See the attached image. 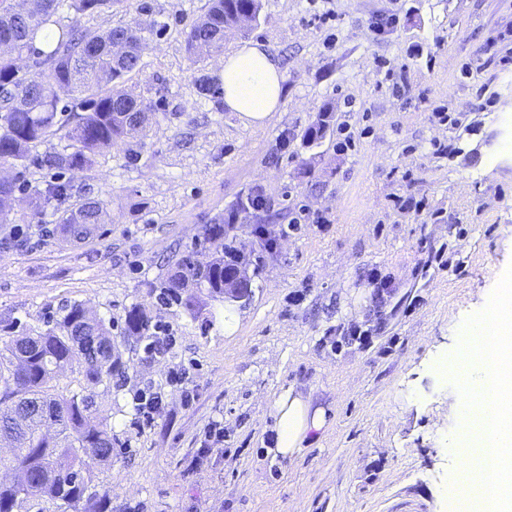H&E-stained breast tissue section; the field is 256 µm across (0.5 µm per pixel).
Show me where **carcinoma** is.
Segmentation results:
<instances>
[{"label": "carcinoma", "mask_w": 512, "mask_h": 512, "mask_svg": "<svg viewBox=\"0 0 512 512\" xmlns=\"http://www.w3.org/2000/svg\"><path fill=\"white\" fill-rule=\"evenodd\" d=\"M116 0H71L75 11L99 12ZM65 0H30L24 16L0 5V35L8 32L13 52H0V168L23 165L32 148L56 132L59 92L72 96L70 151L50 163L61 169L83 170L96 156L126 135L146 128L152 106L118 89L141 67L144 29L135 21L104 31L63 26L55 19ZM260 0H212L208 12L184 32L188 53L202 59L222 51L225 28L255 22ZM41 39L43 47L34 45ZM33 59L36 72L20 74L18 60ZM330 127L328 114L306 131L310 142L323 139ZM19 190L18 177L0 176V223H9ZM38 198L63 200L67 186L49 183ZM107 212L99 201L83 202L65 212L62 224L72 236L95 234ZM204 239L211 258L200 264L182 260V274L161 286L167 304L183 303L181 289L206 288L224 294V255L235 253L242 264L259 272L262 251L247 238L227 234L226 225L208 224ZM149 320L138 309L125 315L129 336H146ZM78 364L88 382L82 395L65 396L52 381L65 368ZM119 345L102 318L82 303L64 309L44 333L18 334L0 347V433L9 436L11 454L0 456V470L12 478L0 482V512H22L23 504L49 496L67 509L107 512L108 494L92 490L86 460L112 459L115 438L109 415L100 408L95 388L122 375Z\"/></svg>", "instance_id": "obj_1"}]
</instances>
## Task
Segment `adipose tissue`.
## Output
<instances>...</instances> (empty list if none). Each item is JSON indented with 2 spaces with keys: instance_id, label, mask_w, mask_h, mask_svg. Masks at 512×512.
Wrapping results in <instances>:
<instances>
[{
  "instance_id": "ef3b65f1",
  "label": "adipose tissue",
  "mask_w": 512,
  "mask_h": 512,
  "mask_svg": "<svg viewBox=\"0 0 512 512\" xmlns=\"http://www.w3.org/2000/svg\"><path fill=\"white\" fill-rule=\"evenodd\" d=\"M224 105L241 119L263 123L278 111L284 92V75L278 59L259 41L244 43L224 59L222 72ZM274 436L272 457L298 454L312 433L326 424L324 408L312 406L295 388L284 389L270 407Z\"/></svg>"
}]
</instances>
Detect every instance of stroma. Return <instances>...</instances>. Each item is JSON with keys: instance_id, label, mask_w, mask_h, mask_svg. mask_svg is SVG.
<instances>
[{"instance_id": "obj_1", "label": "stroma", "mask_w": 512, "mask_h": 512, "mask_svg": "<svg viewBox=\"0 0 512 512\" xmlns=\"http://www.w3.org/2000/svg\"><path fill=\"white\" fill-rule=\"evenodd\" d=\"M209 5L59 11L64 25L149 29L125 87L152 110L146 137L114 143L83 171L48 163L66 149L65 130L32 149L0 224V339L51 328L74 302L110 321L126 373L97 392L116 445L110 461L88 462L110 512H453L466 428L433 364L457 352L459 330L512 266V65L491 50L512 43V0H333L324 26L308 0H262L248 34L228 31L223 54L199 60L184 31ZM392 14L396 25L378 27ZM249 40L285 76L283 103L261 125L225 108L220 82L224 54ZM389 66L404 79L386 80ZM440 107L457 125L433 118ZM324 111L330 129L307 142ZM341 124L354 139L345 152ZM50 182L69 195L32 221L28 202ZM251 191L276 216L266 226L276 246L228 337L223 298L196 288L192 307L162 305L158 285L183 257L209 259L204 226ZM89 198L112 220L77 241L61 219ZM408 199L428 213L402 208ZM132 308L167 326L175 346L145 354V339L123 330ZM355 328L368 341L351 339ZM175 368L189 372L184 388L168 383ZM291 385L328 422L275 461L269 411ZM150 387L163 403L141 432L133 399ZM219 417L223 449L200 453Z\"/></svg>"}]
</instances>
